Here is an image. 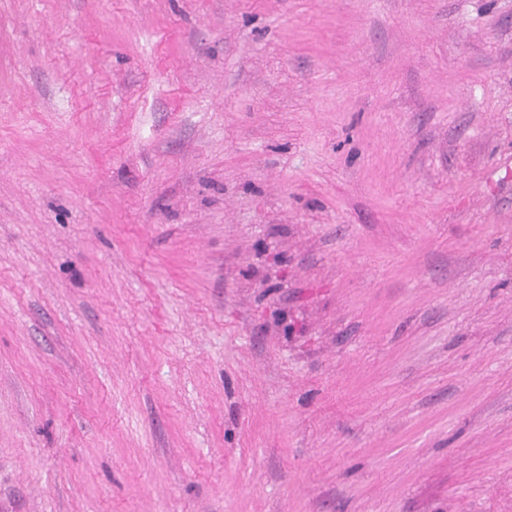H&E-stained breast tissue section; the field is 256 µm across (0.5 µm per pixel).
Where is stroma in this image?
I'll return each mask as SVG.
<instances>
[{"label":"stroma","mask_w":512,"mask_h":512,"mask_svg":"<svg viewBox=\"0 0 512 512\" xmlns=\"http://www.w3.org/2000/svg\"><path fill=\"white\" fill-rule=\"evenodd\" d=\"M0 512H512V0H0Z\"/></svg>","instance_id":"1"}]
</instances>
